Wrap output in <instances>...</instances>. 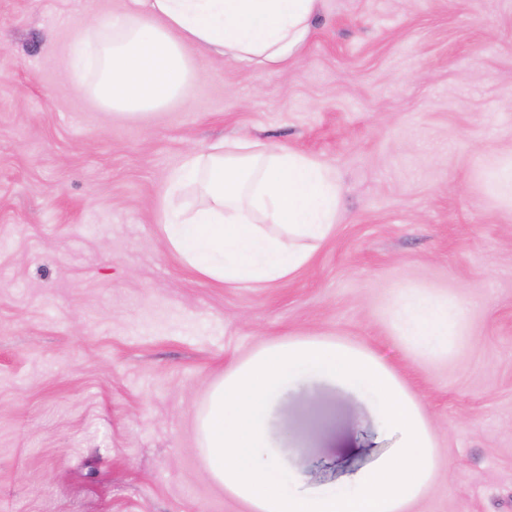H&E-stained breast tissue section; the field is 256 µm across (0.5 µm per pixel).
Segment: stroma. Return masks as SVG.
<instances>
[{"label": "stroma", "mask_w": 512, "mask_h": 512, "mask_svg": "<svg viewBox=\"0 0 512 512\" xmlns=\"http://www.w3.org/2000/svg\"><path fill=\"white\" fill-rule=\"evenodd\" d=\"M129 0H0V512H251L207 471V391L262 344L339 337L385 354L419 395L440 468L413 512H512V206L482 169L512 154V0H325L300 60L206 62L186 95L101 111L67 45ZM248 137L331 164L335 234L289 281L234 288L172 252L161 202L190 152ZM463 297L443 362L403 351L397 286ZM286 463L346 481L377 451L370 413Z\"/></svg>", "instance_id": "35a3bbf8"}]
</instances>
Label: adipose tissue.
I'll use <instances>...</instances> for the list:
<instances>
[{
    "label": "adipose tissue",
    "instance_id": "adipose-tissue-1",
    "mask_svg": "<svg viewBox=\"0 0 512 512\" xmlns=\"http://www.w3.org/2000/svg\"><path fill=\"white\" fill-rule=\"evenodd\" d=\"M137 9L81 24L67 63L78 89L105 112L163 109L197 78L195 50L276 69L301 58L325 0H136ZM342 187L333 166L246 137L189 153L163 197L170 250L201 278L241 287L276 283L307 266L330 238ZM392 333L415 357L441 360L468 338L470 313L455 295L393 289ZM327 386L363 401L381 451L344 489L304 487L284 447H308L333 411L274 423L290 391ZM197 434L207 469L252 512H411L440 464L438 439L418 394L372 347L321 336L262 345L211 386Z\"/></svg>",
    "mask_w": 512,
    "mask_h": 512
}]
</instances>
